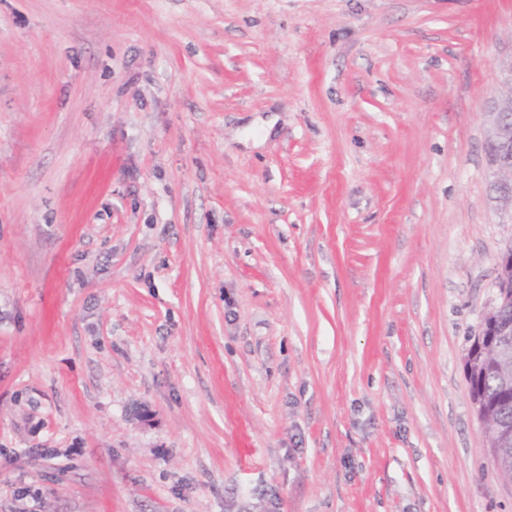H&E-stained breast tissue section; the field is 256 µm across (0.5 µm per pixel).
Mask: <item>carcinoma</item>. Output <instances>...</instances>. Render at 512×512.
<instances>
[{"label": "carcinoma", "instance_id": "obj_1", "mask_svg": "<svg viewBox=\"0 0 512 512\" xmlns=\"http://www.w3.org/2000/svg\"><path fill=\"white\" fill-rule=\"evenodd\" d=\"M496 304L509 307L512 321V272L497 276ZM495 337L477 335L465 356L471 399L493 449V462L501 477L512 482V359L505 361Z\"/></svg>", "mask_w": 512, "mask_h": 512}]
</instances>
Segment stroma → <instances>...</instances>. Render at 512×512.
Instances as JSON below:
<instances>
[{
  "instance_id": "obj_1",
  "label": "stroma",
  "mask_w": 512,
  "mask_h": 512,
  "mask_svg": "<svg viewBox=\"0 0 512 512\" xmlns=\"http://www.w3.org/2000/svg\"><path fill=\"white\" fill-rule=\"evenodd\" d=\"M511 63L512 0H0V512H512ZM512 95L494 102L491 113L492 122L486 135L487 148L496 155V162L489 169L490 180L504 182L505 175L512 171ZM490 319L480 323L465 356L471 399L493 449V462L501 477L512 482V350L505 362L494 344L496 336H482Z\"/></svg>"
}]
</instances>
